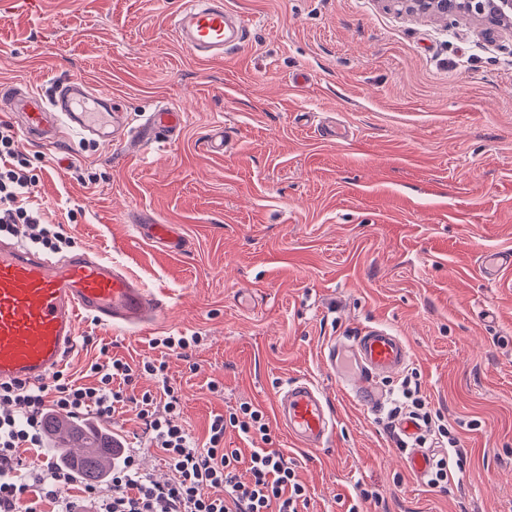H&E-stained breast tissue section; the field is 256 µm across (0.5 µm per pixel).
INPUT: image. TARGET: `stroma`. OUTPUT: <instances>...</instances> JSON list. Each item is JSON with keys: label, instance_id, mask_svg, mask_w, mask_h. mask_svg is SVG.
<instances>
[{"label": "stroma", "instance_id": "1", "mask_svg": "<svg viewBox=\"0 0 512 512\" xmlns=\"http://www.w3.org/2000/svg\"><path fill=\"white\" fill-rule=\"evenodd\" d=\"M15 2L0 0V85L78 78L132 124L159 104L185 114L171 143L22 145L45 220L164 307L143 330L85 318L68 373L164 358L198 438L253 403L306 488L298 512H512V269H478L482 253L512 252V30L384 0H224L249 35L202 62L169 25L182 0ZM334 125L347 140L320 136ZM217 128L220 155L206 144ZM142 224L174 225L185 249L154 246ZM373 324L407 340L405 374L459 439L452 454L424 438L451 460L446 483L415 475L386 412L324 363L330 342ZM192 334L203 341L187 359L153 344ZM294 379L331 403L323 448L293 446L273 419Z\"/></svg>", "mask_w": 512, "mask_h": 512}]
</instances>
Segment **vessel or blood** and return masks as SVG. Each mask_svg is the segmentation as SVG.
<instances>
[{
    "label": "vessel or blood",
    "mask_w": 512,
    "mask_h": 512,
    "mask_svg": "<svg viewBox=\"0 0 512 512\" xmlns=\"http://www.w3.org/2000/svg\"><path fill=\"white\" fill-rule=\"evenodd\" d=\"M183 46L196 58L214 60L240 45L247 21L224 8V0H184L172 17ZM108 103L109 91L68 79L57 84L52 98L12 84L0 88V101L17 112L27 137H55L59 130L118 142L135 138L142 144L173 142L185 123L180 110L166 105L149 113L138 126L112 110L101 119L79 111L87 98ZM143 237L161 249L179 251L183 237L170 224H143ZM487 279L512 267L511 253H491L480 261ZM161 311L158 299L124 266L83 249L53 260L38 250L0 238V381L44 382L77 347L79 323L89 314L103 325L135 327L153 323ZM411 360L402 336L380 326H367L331 343L326 363L339 384L364 409L380 411L385 393L382 378L403 370ZM275 415L301 447L318 449L331 437L335 416L328 399L312 382L286 383L275 400Z\"/></svg>",
    "instance_id": "obj_1"
}]
</instances>
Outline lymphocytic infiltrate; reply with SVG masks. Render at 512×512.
Wrapping results in <instances>:
<instances>
[{
  "mask_svg": "<svg viewBox=\"0 0 512 512\" xmlns=\"http://www.w3.org/2000/svg\"><path fill=\"white\" fill-rule=\"evenodd\" d=\"M35 183L15 130L0 123V236L24 224L32 243L60 251L68 240L44 221L33 200ZM89 372L87 383L57 372L49 389L18 380L0 382V512H43L47 504L60 505L61 512H298L305 488L284 456L270 448L262 410L244 402L228 415H214L201 442L175 421L183 395L166 382L165 360L147 357L133 367L116 358L91 364ZM145 375L162 379V387L130 394ZM127 405L134 409L144 443L160 452L167 479L144 473L134 447L115 449L103 484L85 485L76 501L63 497L74 482V466L55 464L31 474L24 452L43 447L48 414L91 413L110 420ZM230 427L257 440V448L245 456L225 447Z\"/></svg>",
  "mask_w": 512,
  "mask_h": 512,
  "instance_id": "f902f5d3",
  "label": "lymphocytic infiltrate"
}]
</instances>
